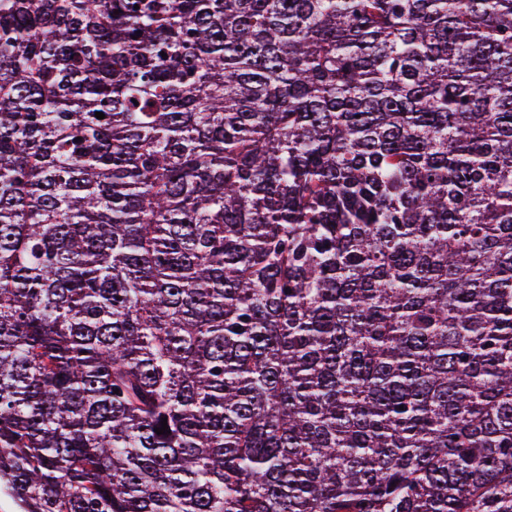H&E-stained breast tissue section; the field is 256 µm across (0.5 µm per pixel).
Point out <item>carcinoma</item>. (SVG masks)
Listing matches in <instances>:
<instances>
[{"instance_id": "1", "label": "carcinoma", "mask_w": 512, "mask_h": 512, "mask_svg": "<svg viewBox=\"0 0 512 512\" xmlns=\"http://www.w3.org/2000/svg\"><path fill=\"white\" fill-rule=\"evenodd\" d=\"M0 491L512 512V0H0Z\"/></svg>"}]
</instances>
